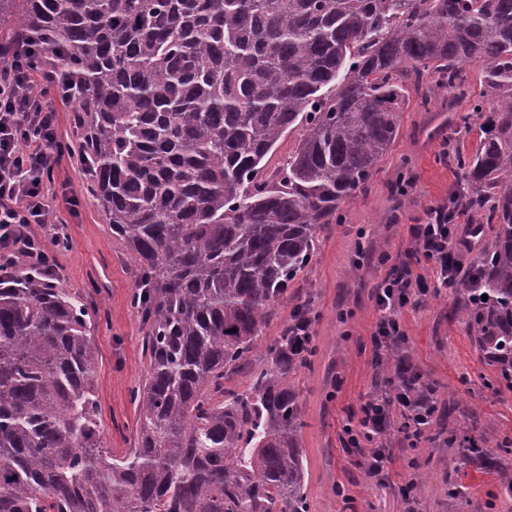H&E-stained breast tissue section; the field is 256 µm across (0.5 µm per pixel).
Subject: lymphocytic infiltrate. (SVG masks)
Returning <instances> with one entry per match:
<instances>
[{
	"instance_id": "obj_1",
	"label": "lymphocytic infiltrate",
	"mask_w": 512,
	"mask_h": 512,
	"mask_svg": "<svg viewBox=\"0 0 512 512\" xmlns=\"http://www.w3.org/2000/svg\"><path fill=\"white\" fill-rule=\"evenodd\" d=\"M10 65L0 69V268L7 270L16 255H24L43 277L57 275V266L41 250L30 228L47 221L45 178L61 156L56 143V114L30 95L40 74L41 51L33 41L9 48ZM413 250L431 266L433 291L448 287V253L453 237L448 232V208H431L410 227ZM422 277L409 262L392 264L375 287L380 312L374 338L403 335L400 315L415 305L425 290Z\"/></svg>"
}]
</instances>
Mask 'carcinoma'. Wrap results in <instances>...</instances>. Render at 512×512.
I'll return each instance as SVG.
<instances>
[{
  "mask_svg": "<svg viewBox=\"0 0 512 512\" xmlns=\"http://www.w3.org/2000/svg\"><path fill=\"white\" fill-rule=\"evenodd\" d=\"M9 10L71 80L74 152L138 269L148 369L137 446L114 458L86 302L31 270L0 276V512H308L296 376L315 345L297 349L291 320L262 363L249 355L320 232L366 192L409 86L460 93L472 63V111L492 118L474 152L448 154V222L459 205L477 236L448 322L491 370L483 386L512 392V0H0ZM372 366L383 423L348 440L365 479L395 442L449 448L497 483L482 512H512V436L418 371L406 339L373 346ZM427 492L470 502L457 470L440 488L414 473L408 512Z\"/></svg>",
  "mask_w": 512,
  "mask_h": 512,
  "instance_id": "carcinoma-1",
  "label": "carcinoma"
}]
</instances>
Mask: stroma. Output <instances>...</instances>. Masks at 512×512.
<instances>
[{"label": "stroma", "instance_id": "1", "mask_svg": "<svg viewBox=\"0 0 512 512\" xmlns=\"http://www.w3.org/2000/svg\"><path fill=\"white\" fill-rule=\"evenodd\" d=\"M466 72L465 95L452 98L436 92L431 111L420 107L419 91H410L398 139L382 158L367 192L343 206L341 223L322 234L304 274L314 295L317 346L312 370L299 374L308 512H405L403 494L411 463H418L435 481L459 464L445 452L395 447L387 479L369 484L345 446L343 428L359 413L371 389L372 334L379 317L374 288L391 263L408 257L411 225L430 207L447 202L457 184V169L445 160L449 147L463 152L475 147V134L452 125L469 114L481 92V64L467 65ZM33 89L37 101L55 111L58 140L66 147L45 186L50 222L35 232L48 246L56 231L69 238L68 248L56 254V283L83 295L90 308L99 421L107 448L119 456L136 444L139 408L133 392L147 368L141 323L132 304L136 273L88 189L83 166L68 150L73 143L68 104L47 92L42 82H35ZM450 306L451 297L444 291L428 294L403 311L412 361L446 392L477 407L488 429L510 431L512 392L498 397L482 387L481 364L463 326L449 323ZM340 486L350 498L349 508L337 502Z\"/></svg>", "mask_w": 512, "mask_h": 512}]
</instances>
